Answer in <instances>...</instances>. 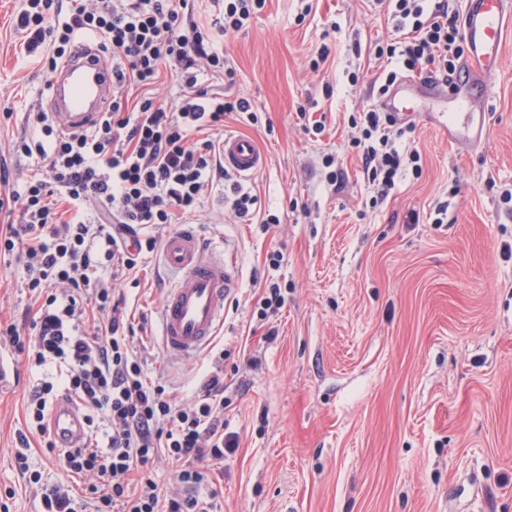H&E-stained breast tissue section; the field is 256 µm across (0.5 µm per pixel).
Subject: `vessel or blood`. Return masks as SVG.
<instances>
[{
    "mask_svg": "<svg viewBox=\"0 0 512 512\" xmlns=\"http://www.w3.org/2000/svg\"><path fill=\"white\" fill-rule=\"evenodd\" d=\"M462 70L446 78L434 73L401 77L381 104L405 117L422 116L448 142L481 146L489 130L487 104L508 30L512 29V0H462ZM112 100V66L96 46L81 42L67 62L50 78L49 103L63 131L91 129ZM225 168L248 176L265 157L250 138L225 137L221 147ZM162 261L174 280L161 313L165 350L191 356L207 345L224 315V302L237 288L239 270L233 257L206 250L190 226L169 235ZM51 435L58 447H81L87 437L84 413L70 399L54 402Z\"/></svg>",
    "mask_w": 512,
    "mask_h": 512,
    "instance_id": "vessel-or-blood-1",
    "label": "vessel or blood"
}]
</instances>
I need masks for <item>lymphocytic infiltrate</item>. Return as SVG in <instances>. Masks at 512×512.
<instances>
[{
    "instance_id": "lymphocytic-infiltrate-1",
    "label": "lymphocytic infiltrate",
    "mask_w": 512,
    "mask_h": 512,
    "mask_svg": "<svg viewBox=\"0 0 512 512\" xmlns=\"http://www.w3.org/2000/svg\"><path fill=\"white\" fill-rule=\"evenodd\" d=\"M265 0H23L15 18L14 49L29 67L53 72L81 39L112 59V102L96 127L63 132L47 113L32 115L35 132L15 140L14 155L40 159L43 172L23 190L0 197V254L22 262L37 309L29 328L0 323V349L42 371L16 431L14 465L40 502V512H214L197 495L208 481L198 461L220 464L237 439L224 431V357L202 375L196 400L179 404L145 376L123 293L142 252H153L172 224L194 214L215 184L244 221L260 216L256 195L220 161L218 135L226 117L256 120L251 100L209 92L204 76L237 82L220 41L239 31ZM391 19L397 40L376 45L389 68L378 85L386 94L398 76L428 66L454 71L462 55L459 14L448 0H375ZM179 88L167 105L154 93L162 73ZM348 147L363 162L375 198L387 199L404 175H420L413 127L390 113H352ZM102 206L90 223L88 200ZM264 216V215H261ZM266 224L279 218L264 216ZM85 411L83 447L58 448L48 416L59 393ZM68 473L49 482L30 464L32 442ZM167 458L180 494H162L154 464ZM88 478L75 488L73 478Z\"/></svg>"
}]
</instances>
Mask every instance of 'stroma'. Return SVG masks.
Wrapping results in <instances>:
<instances>
[{
    "label": "stroma",
    "instance_id": "stroma-1",
    "mask_svg": "<svg viewBox=\"0 0 512 512\" xmlns=\"http://www.w3.org/2000/svg\"><path fill=\"white\" fill-rule=\"evenodd\" d=\"M20 7L0 0V107L12 110L0 122V157L14 190L36 165L12 156L11 144L32 134L30 113L49 109L46 75L15 54ZM392 35L371 0H266L246 29L226 34L234 91L254 102L258 122L230 117L224 133L253 139L265 155L243 183L280 221H240L220 187L203 198L190 223L205 244L232 252L240 286L194 356L163 348L170 279L159 253L124 286L146 372L177 400H193L224 354V422L239 447L220 468L199 464L211 472L200 493L215 494L218 512H512V202L503 198L512 189V33L485 143L451 144L416 123L421 175L374 206L348 147L349 116L379 108L372 85L384 65L373 49ZM325 43L327 63L311 70ZM308 120L324 131H305ZM328 154L342 174L337 190ZM444 200L447 223H432ZM24 278L20 264L0 259V320L28 318ZM272 283L280 307L263 316L258 300ZM15 369L0 389V496L14 489L10 512H38L12 457L39 374Z\"/></svg>",
    "mask_w": 512,
    "mask_h": 512
}]
</instances>
